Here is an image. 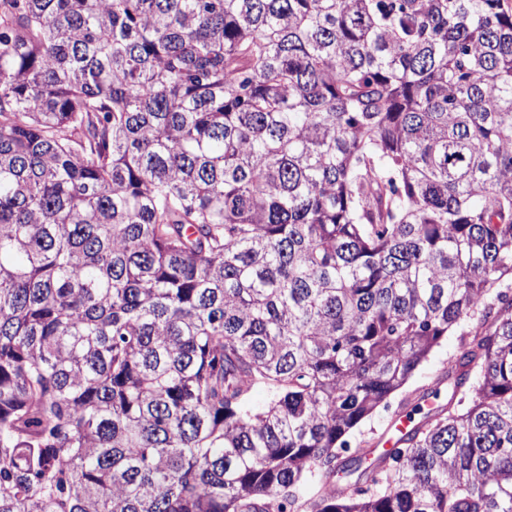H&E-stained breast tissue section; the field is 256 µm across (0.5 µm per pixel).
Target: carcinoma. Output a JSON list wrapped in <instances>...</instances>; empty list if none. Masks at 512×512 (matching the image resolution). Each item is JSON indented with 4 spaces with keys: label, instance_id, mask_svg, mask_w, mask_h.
I'll list each match as a JSON object with an SVG mask.
<instances>
[{
    "label": "carcinoma",
    "instance_id": "cac0c4a2",
    "mask_svg": "<svg viewBox=\"0 0 512 512\" xmlns=\"http://www.w3.org/2000/svg\"><path fill=\"white\" fill-rule=\"evenodd\" d=\"M509 281L512 0H0V512H512ZM459 332L449 333L440 347L416 372L406 390L408 392L432 387L437 377L448 370L458 349ZM400 398V395L396 396L391 400V405L388 409H379L361 426L360 430L351 439L352 447H355L356 443L361 439H375L381 432L382 433L375 439V445L378 448L390 449L398 446L396 443L398 435L405 433L412 422L403 411L399 410L396 412L398 410ZM392 414H394V416L390 420L388 428L386 429L388 420Z\"/></svg>",
    "mask_w": 512,
    "mask_h": 512
}]
</instances>
